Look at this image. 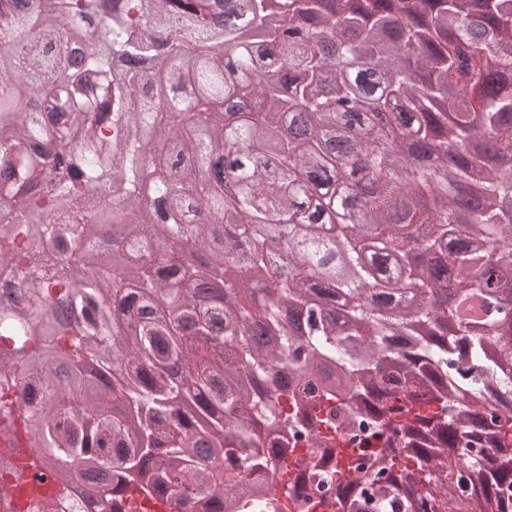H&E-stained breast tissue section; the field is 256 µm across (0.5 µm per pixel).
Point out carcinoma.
Segmentation results:
<instances>
[{
  "label": "carcinoma",
  "instance_id": "carcinoma-1",
  "mask_svg": "<svg viewBox=\"0 0 512 512\" xmlns=\"http://www.w3.org/2000/svg\"><path fill=\"white\" fill-rule=\"evenodd\" d=\"M0 0V201L18 204L0 230V271L20 284L0 300V434H23L57 491L29 512H131L128 498L167 499L178 512H292L330 499L339 512L512 509V0ZM130 64L113 77V62ZM154 62L149 75L136 67ZM293 67L298 80L264 87ZM379 123L354 156L377 179L360 223L384 250L427 260L422 285L394 316L352 301L375 268L341 255V277L314 308V271L336 240H304L286 288L254 277L277 262L274 226L303 224L314 185L335 165L314 135L336 101ZM22 101L25 110L16 111ZM460 152L435 171L383 149L443 124ZM149 132L157 193L207 222L158 224L141 191ZM244 151L237 195L198 169L224 145ZM102 224L133 225L130 272L96 248ZM245 237L216 294L176 292L163 273L195 262L209 226ZM87 266L81 281L74 266ZM168 296L167 318L153 314ZM63 303L64 320L56 319ZM306 311L305 328L285 313ZM131 317L119 327V313ZM109 356L111 386L86 361ZM288 366L294 377L278 378ZM194 411L177 405L180 386ZM202 432L211 452L186 448ZM377 446L341 465L336 442Z\"/></svg>",
  "mask_w": 512,
  "mask_h": 512
}]
</instances>
